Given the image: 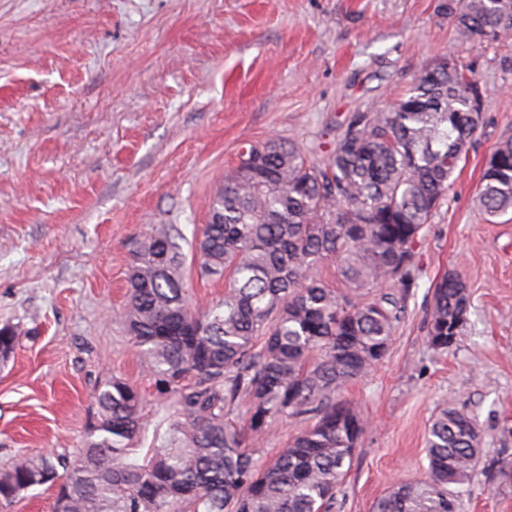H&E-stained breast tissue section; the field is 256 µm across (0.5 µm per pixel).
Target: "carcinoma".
<instances>
[{"label":"carcinoma","instance_id":"obj_1","mask_svg":"<svg viewBox=\"0 0 512 512\" xmlns=\"http://www.w3.org/2000/svg\"><path fill=\"white\" fill-rule=\"evenodd\" d=\"M448 14L462 42L512 36V0H457ZM477 87L453 61L427 66L389 111L352 114L325 162L281 139L243 145L194 245L200 276L225 278L220 304L189 302L181 234L132 250L118 318L171 397L173 432L131 458L148 426L144 398L109 377L76 458L19 456L0 470V507L49 484L53 512H331L366 426L343 392L385 358L416 287L415 244L480 127ZM478 200L489 217L512 211V139L492 152ZM327 260L345 289L318 278ZM469 308L466 283L446 273L427 313L431 349H450L448 331ZM21 334L1 327L0 351ZM299 419L311 424L274 457L249 452L274 422ZM479 444L468 414L440 409L425 477L398 484L373 512H456L452 487L469 482Z\"/></svg>","mask_w":512,"mask_h":512}]
</instances>
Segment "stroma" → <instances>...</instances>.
<instances>
[{
    "label": "stroma",
    "instance_id": "obj_1",
    "mask_svg": "<svg viewBox=\"0 0 512 512\" xmlns=\"http://www.w3.org/2000/svg\"><path fill=\"white\" fill-rule=\"evenodd\" d=\"M448 58L485 91L483 122L417 243L419 271L384 361L345 393L366 429L332 512H372L424 476L438 408L470 414L480 464L458 512H512V211L486 219L477 193L512 137V38L457 40L448 0H0V327L22 335L0 359V469L21 453L75 458L94 393L116 375L146 399V443L169 397L121 324L136 241L177 229L189 298L192 247L239 148L291 141L322 161L347 117L384 110ZM456 271L470 309L446 353L426 341L436 283Z\"/></svg>",
    "mask_w": 512,
    "mask_h": 512
}]
</instances>
